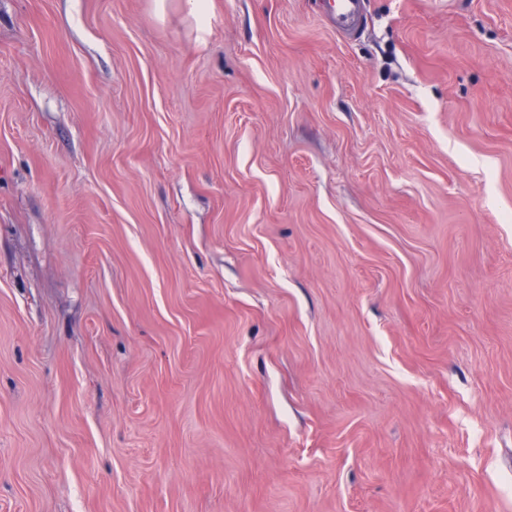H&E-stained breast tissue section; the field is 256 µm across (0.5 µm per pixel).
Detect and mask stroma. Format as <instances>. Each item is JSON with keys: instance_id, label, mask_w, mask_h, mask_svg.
I'll return each instance as SVG.
<instances>
[{"instance_id": "35a3bbf8", "label": "stroma", "mask_w": 512, "mask_h": 512, "mask_svg": "<svg viewBox=\"0 0 512 512\" xmlns=\"http://www.w3.org/2000/svg\"><path fill=\"white\" fill-rule=\"evenodd\" d=\"M0 0V512H512V0ZM332 21L344 27L351 23L360 8V0H336L329 4Z\"/></svg>"}]
</instances>
